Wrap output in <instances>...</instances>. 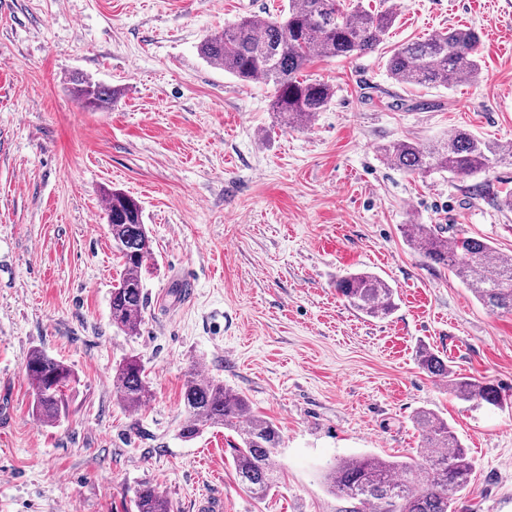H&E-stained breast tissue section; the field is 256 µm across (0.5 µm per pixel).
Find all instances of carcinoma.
<instances>
[{
    "label": "carcinoma",
    "mask_w": 512,
    "mask_h": 512,
    "mask_svg": "<svg viewBox=\"0 0 512 512\" xmlns=\"http://www.w3.org/2000/svg\"><path fill=\"white\" fill-rule=\"evenodd\" d=\"M394 14L357 4L346 10L341 0H288V10L262 21L245 17L206 37L201 55L244 83L262 82L274 87L273 111L293 125L323 111L333 96L324 82L298 78L313 58H351L372 52L384 43ZM480 37L469 28L435 32L391 50L386 67L399 84L449 87L474 82L480 74ZM73 93L83 108L105 110L114 92L85 75L73 77ZM388 164L409 174L446 172L455 177L487 173L506 159L498 146L467 129H458L441 141L422 145L410 138L381 148ZM108 231L122 261L110 301L112 325L137 333L148 303L142 270L152 254L151 240L139 203L118 191L104 192ZM407 242L421 249L431 263L447 266L491 310L512 312V257L503 255L485 239L447 238L442 228L415 224L405 231ZM336 291L356 312L382 317L395 308L393 288L370 271L349 272L336 278ZM418 363L427 374L445 378L455 397L501 407L506 397L493 384L461 376L431 349L418 350ZM26 372L35 394L36 411L43 420H56L66 410L63 389L71 370L41 350L32 352ZM113 387L128 405L151 398L146 369L140 359L121 363ZM185 438L207 427L238 430L242 446L234 449L239 482L248 492L264 498L278 483L275 457L281 443L278 428L252 413L247 401L224 382L190 368L183 384ZM416 422L423 429V444L414 456L390 461L371 455L345 458L327 474L337 496L356 502L351 512H453L457 496L467 486L473 461L462 448L448 422L421 410ZM136 512H170L168 502L144 484L135 492Z\"/></svg>",
    "instance_id": "carcinoma-1"
}]
</instances>
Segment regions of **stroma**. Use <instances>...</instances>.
<instances>
[{"label":"stroma","instance_id":"stroma-1","mask_svg":"<svg viewBox=\"0 0 512 512\" xmlns=\"http://www.w3.org/2000/svg\"><path fill=\"white\" fill-rule=\"evenodd\" d=\"M396 15L386 42L313 59L331 85L323 112L287 127L274 88L208 63L200 43L288 0H0V512H135L141 484L172 512L219 498L223 512H348L330 465L415 454V415L448 421L474 461L456 512H512V402L476 407L424 372L420 347L512 394V313L491 311L411 248V224L490 241L512 257V162L424 177L381 145L464 128L512 146V0H362ZM449 27L481 40L477 81L396 83L395 46ZM112 86L87 112L75 74ZM136 199L152 240L138 335L110 319L121 260L103 192ZM369 270L396 291L383 318L337 294ZM73 378L68 412L43 421L26 373L32 351ZM142 359L151 399L122 402L116 367ZM224 382L278 426V484L253 498L233 463L236 432L182 438L190 367Z\"/></svg>","mask_w":512,"mask_h":512}]
</instances>
